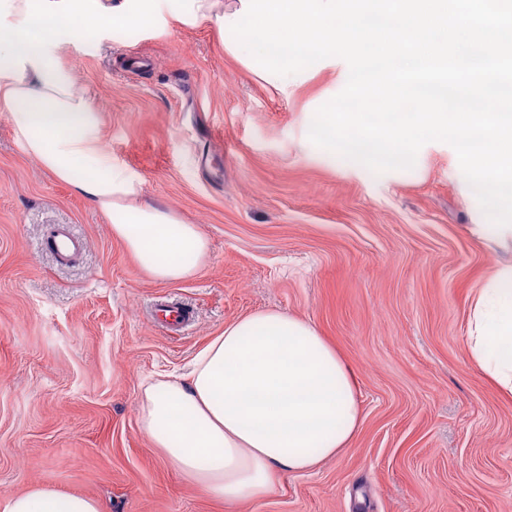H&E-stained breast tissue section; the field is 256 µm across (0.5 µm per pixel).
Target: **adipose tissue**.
I'll use <instances>...</instances> for the list:
<instances>
[{
    "mask_svg": "<svg viewBox=\"0 0 512 512\" xmlns=\"http://www.w3.org/2000/svg\"><path fill=\"white\" fill-rule=\"evenodd\" d=\"M227 22L221 0H0V107L26 152L95 201L114 236L160 282L195 275L209 251L196 225L129 205L139 185L100 146L101 120L61 48L119 26L147 29L160 12ZM477 365L512 396V264L475 296L469 332ZM356 377L310 323L260 311L227 325L182 377L143 388L140 429L180 474L227 502L268 495L279 472L305 471L348 448L359 423ZM0 512H99L87 496L36 488Z\"/></svg>",
    "mask_w": 512,
    "mask_h": 512,
    "instance_id": "obj_1",
    "label": "adipose tissue"
}]
</instances>
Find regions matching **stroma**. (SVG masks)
Returning <instances> with one entry per match:
<instances>
[{
  "label": "stroma",
  "mask_w": 512,
  "mask_h": 512,
  "mask_svg": "<svg viewBox=\"0 0 512 512\" xmlns=\"http://www.w3.org/2000/svg\"><path fill=\"white\" fill-rule=\"evenodd\" d=\"M62 61L139 203L197 225L209 253L191 278L153 279L0 109V505L38 487L100 512H512V397L468 346L472 300L512 244L471 235L486 217L455 150L432 141L382 174L317 151L304 115L344 88L347 63L284 93L213 23L116 27ZM56 229L78 254L49 251ZM158 302L189 323L156 324ZM269 309L312 324L355 371L360 423L339 456L227 503L141 434V384Z\"/></svg>",
  "instance_id": "35a3bbf8"
}]
</instances>
